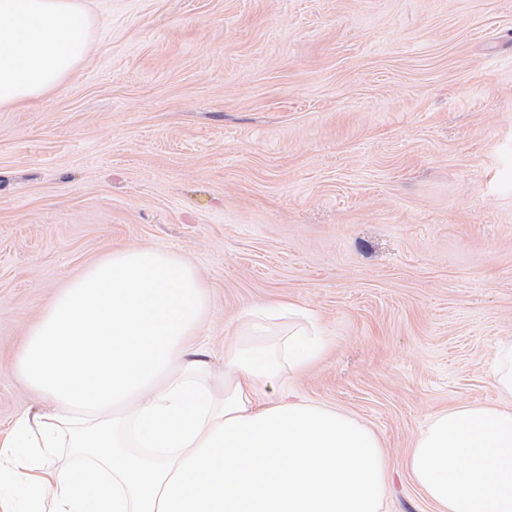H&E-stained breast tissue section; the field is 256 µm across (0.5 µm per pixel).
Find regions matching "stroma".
Wrapping results in <instances>:
<instances>
[{
	"instance_id": "1",
	"label": "stroma",
	"mask_w": 512,
	"mask_h": 512,
	"mask_svg": "<svg viewBox=\"0 0 512 512\" xmlns=\"http://www.w3.org/2000/svg\"><path fill=\"white\" fill-rule=\"evenodd\" d=\"M88 52L0 109V432L7 368L72 278L128 244L204 285L215 366L291 302L326 356L289 387L369 427L382 512L430 415L496 400L512 340V0H83Z\"/></svg>"
}]
</instances>
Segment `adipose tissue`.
<instances>
[{
	"label": "adipose tissue",
	"mask_w": 512,
	"mask_h": 512,
	"mask_svg": "<svg viewBox=\"0 0 512 512\" xmlns=\"http://www.w3.org/2000/svg\"><path fill=\"white\" fill-rule=\"evenodd\" d=\"M81 0H0V108L45 98L83 59ZM203 285L185 259L130 245L87 267L29 330L14 370L42 402L0 438V487L22 512H381L386 454L353 416L265 386L317 363L321 332L284 352L262 317L211 372ZM498 400L433 414L405 468L434 512H512V342L496 352ZM83 458L59 461L62 449Z\"/></svg>",
	"instance_id": "obj_1"
}]
</instances>
